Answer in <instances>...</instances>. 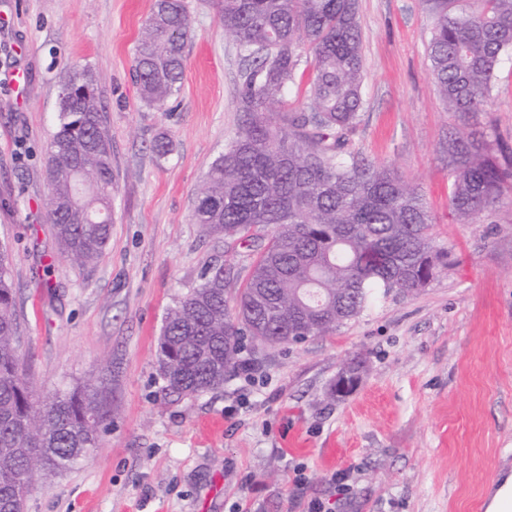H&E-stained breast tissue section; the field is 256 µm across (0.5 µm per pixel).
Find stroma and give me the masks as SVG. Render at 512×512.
I'll return each instance as SVG.
<instances>
[{"label":"stroma","instance_id":"stroma-1","mask_svg":"<svg viewBox=\"0 0 512 512\" xmlns=\"http://www.w3.org/2000/svg\"><path fill=\"white\" fill-rule=\"evenodd\" d=\"M152 2L0 0V245L27 379L40 397L93 383L112 408L93 453L34 480L25 512H484L512 474V204L456 223L448 138L512 148V50L463 118L432 77L421 0H359L365 105L349 148L420 191L448 265L334 334L244 347L250 374L179 400L158 366L168 309L210 266L234 289L250 272L194 221L197 192L241 126L243 61L216 0H186L183 86L164 107L143 104L132 66ZM82 67L96 75L112 142V234L90 265L61 257L44 207L60 82ZM357 355L360 385L330 399Z\"/></svg>","mask_w":512,"mask_h":512}]
</instances>
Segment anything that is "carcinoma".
<instances>
[{
    "label": "carcinoma",
    "instance_id": "carcinoma-1",
    "mask_svg": "<svg viewBox=\"0 0 512 512\" xmlns=\"http://www.w3.org/2000/svg\"><path fill=\"white\" fill-rule=\"evenodd\" d=\"M423 3L433 19L426 51L448 111H479L512 50V0ZM218 17L248 62L237 88L243 123L213 162L194 219L230 251L248 253L252 270L231 296L224 266L208 267L167 313L158 361L165 394L178 399L224 387L246 364L242 336L276 347L330 335L393 291L426 288L448 257L435 244L423 195L346 150L364 105L358 0H218ZM191 38L184 0H154L134 56L146 104L178 95ZM304 46L313 58L302 88ZM59 100L46 213L63 253L86 265L111 235L112 144L91 69L69 71ZM448 154V207L458 223L512 202V166L493 143L459 136ZM24 367L11 264L1 250L0 512H24L34 477L87 457L111 417L90 384L36 397Z\"/></svg>",
    "mask_w": 512,
    "mask_h": 512
}]
</instances>
